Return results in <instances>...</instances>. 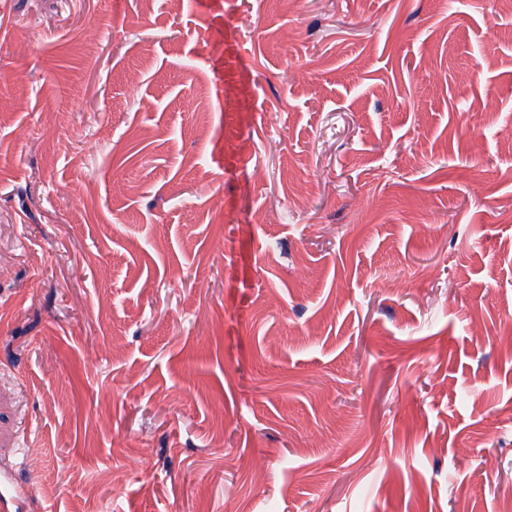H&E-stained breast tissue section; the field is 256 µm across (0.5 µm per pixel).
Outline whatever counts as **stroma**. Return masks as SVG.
<instances>
[{"label":"stroma","instance_id":"stroma-1","mask_svg":"<svg viewBox=\"0 0 512 512\" xmlns=\"http://www.w3.org/2000/svg\"><path fill=\"white\" fill-rule=\"evenodd\" d=\"M511 320L504 0H0L10 512H503Z\"/></svg>","mask_w":512,"mask_h":512}]
</instances>
